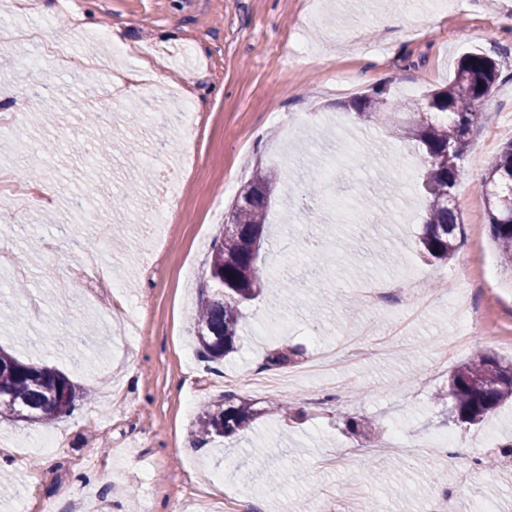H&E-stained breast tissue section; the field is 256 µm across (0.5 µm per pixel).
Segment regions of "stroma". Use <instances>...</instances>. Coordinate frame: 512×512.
<instances>
[{
	"label": "stroma",
	"mask_w": 512,
	"mask_h": 512,
	"mask_svg": "<svg viewBox=\"0 0 512 512\" xmlns=\"http://www.w3.org/2000/svg\"><path fill=\"white\" fill-rule=\"evenodd\" d=\"M44 32H63L82 80L102 87L137 57H116L100 36L164 48L167 61L149 97L162 122L140 115L139 97L112 101L116 123H84L59 96L68 81L51 56L32 60L28 44L0 46V102L19 105L38 70L51 107L32 106L22 136L0 135V170H39L48 204L0 207V248L23 276L0 286V347L52 366L75 385L73 413L46 424L0 419V448L10 465L0 481V512H65L70 500H104L108 512H218L246 500L256 512H420L448 485L453 512H512V461L491 473L478 465L484 438L512 439V406L481 424L449 425L435 398L453 368L480 347L512 359V271L484 282V252H495L479 182L500 147L512 140V0H461L454 12L425 10L424 0H40ZM399 15L380 28V14ZM303 46V59L289 53ZM492 54L500 77L484 102L485 118L469 135L455 194L465 227H477L446 264L416 252L424 199L398 170L414 145L385 124L350 121L344 106L387 84L415 96L453 78L460 55ZM351 77L336 88L337 73ZM194 82L193 105L204 127L178 128L167 89ZM55 147L46 156L42 143ZM202 167L178 201L179 220L157 227L161 180H174L183 155ZM149 162L153 178L116 208L114 195L139 176L128 152ZM335 165L332 180L318 172ZM275 170L267 236L259 257L266 301L246 311L238 351L224 365L202 362L192 312L207 284L211 244L228 223L256 169ZM102 183L88 214L70 201L87 180ZM348 200L356 218L341 220L329 198ZM168 236L153 247L156 229ZM56 245L54 254L45 241ZM99 251L103 266L142 310L136 335L111 291L79 275L81 252ZM384 273L402 282L400 302L367 308L361 283ZM290 280L283 290L281 280ZM470 292L493 333H456L452 299ZM369 324L386 355L341 364L335 380L299 382L319 349L339 346L346 329ZM279 326L268 334L269 326ZM301 346L272 376L293 386L255 389L254 371L270 351ZM232 391L265 407L293 401L294 416L266 415L243 439L199 443L200 409ZM373 420L375 444L345 435L344 417ZM54 433L49 451L33 443ZM452 436L453 453L436 451ZM341 455L345 463L326 467Z\"/></svg>",
	"instance_id": "obj_1"
}]
</instances>
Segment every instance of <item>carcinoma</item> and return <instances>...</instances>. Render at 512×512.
Masks as SVG:
<instances>
[{"mask_svg":"<svg viewBox=\"0 0 512 512\" xmlns=\"http://www.w3.org/2000/svg\"><path fill=\"white\" fill-rule=\"evenodd\" d=\"M492 56L470 52L461 57L454 78L443 89L416 100L391 92L387 85L345 105L355 122L394 124L415 142L414 157L426 218L417 252L426 261L451 260L464 237V224L456 207L455 187L468 148V135L484 119L482 101L499 78ZM276 176L256 171L254 191L237 201L224 237L212 245L208 267L209 292L194 318L197 354L204 362L222 363L237 352L238 326L245 310L262 295L258 265L271 194ZM489 230L501 265L512 269V140L504 143L480 181ZM300 348L286 346L270 352L264 368L283 367ZM78 395L70 379L46 365L24 363L0 349V418L43 423L76 406ZM451 401L448 421L477 425L502 406L512 403V361L478 349L449 375L437 401ZM267 412L279 414L272 407ZM265 410L233 393L202 408L195 436L236 439Z\"/></svg>","mask_w":512,"mask_h":512,"instance_id":"carcinoma-1","label":"carcinoma"}]
</instances>
